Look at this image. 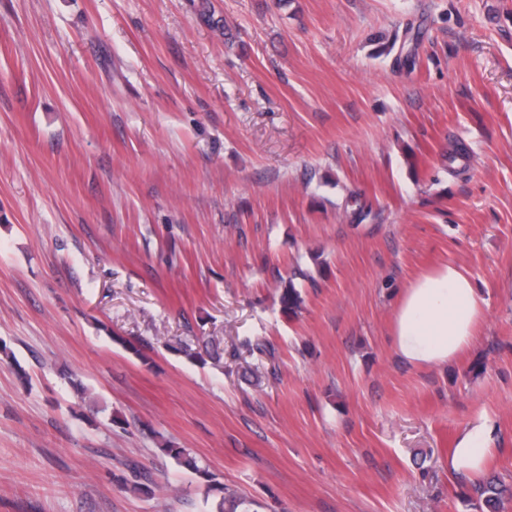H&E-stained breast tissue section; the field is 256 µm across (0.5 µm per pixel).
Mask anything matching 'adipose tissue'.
I'll use <instances>...</instances> for the list:
<instances>
[{
  "instance_id": "adipose-tissue-1",
  "label": "adipose tissue",
  "mask_w": 512,
  "mask_h": 512,
  "mask_svg": "<svg viewBox=\"0 0 512 512\" xmlns=\"http://www.w3.org/2000/svg\"><path fill=\"white\" fill-rule=\"evenodd\" d=\"M485 300L465 267L442 263L402 288L391 325L396 354L417 367L456 362L478 339ZM498 427L487 415L468 422L448 454L451 471L481 475L495 450Z\"/></svg>"
}]
</instances>
